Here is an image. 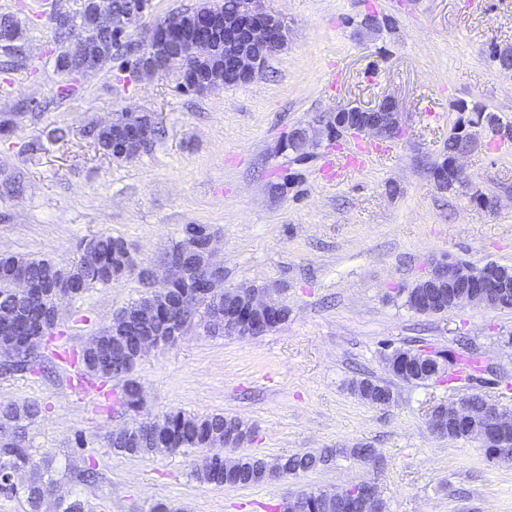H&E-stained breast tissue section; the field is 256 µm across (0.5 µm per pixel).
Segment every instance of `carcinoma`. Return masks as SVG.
<instances>
[{"label":"carcinoma","mask_w":512,"mask_h":512,"mask_svg":"<svg viewBox=\"0 0 512 512\" xmlns=\"http://www.w3.org/2000/svg\"><path fill=\"white\" fill-rule=\"evenodd\" d=\"M461 116L457 125L480 122L484 107L461 105ZM87 136L92 138L104 154L112 155L109 149V133L88 127ZM435 171L440 173L444 189L464 188L468 182L457 178L451 170L437 163ZM121 237L110 233H100L91 238L95 251V262L86 264L81 256L65 261L73 272L75 280L82 283L83 291L97 286L108 287L134 275L135 262L131 255L117 247ZM59 266V262L45 257H29L13 253H0V312L12 309L20 302L13 288L15 277L23 276L29 282L32 293L25 300L28 319L38 323L51 296L46 288V276ZM201 276H191L189 280L167 288V304L154 306L152 297H140L120 310L123 318H115L107 327L99 331L84 346L76 363L83 378L92 380L118 379L123 381L116 404L127 412L142 408L144 398L140 396L141 386L133 378L139 362L136 358V338L145 330L168 322L173 316L177 303L192 302L197 306L199 325L213 336L224 335V326L210 322L209 306L214 298L224 299V289L216 288L213 293L198 296ZM41 344L32 342L28 346H16L0 350V375L27 377L41 375L48 370L47 357L40 351ZM411 357L410 366L393 375L407 382L433 380L427 364L433 360L428 354L415 349L406 350ZM352 390L371 406L382 405L383 398L391 391L386 383L369 377L352 383ZM42 413L38 402H9L0 404V426L8 429L0 433V496L24 499L28 512H41L48 493L58 487L59 479L53 469V460L48 456H36L26 437L29 427ZM136 439L129 441L122 434L110 440V446L118 454L129 457L170 455L183 448H203L207 451L200 468L195 470L199 481L216 486L248 487L268 482V476L279 473L283 477L296 476L318 470L338 457L351 458L360 463L379 459L374 448H321L291 455L281 456L269 462L257 455L244 454L237 457L224 456V437L235 440L248 439L251 429L242 420L222 412L205 415L171 411L153 420L134 424ZM16 471L27 474L25 485L15 488L9 475ZM70 480L77 485L92 487L98 481L95 467H88L70 473ZM358 486L352 485L339 491H308L294 497L291 512H336V498L352 503V512H365L359 504ZM57 512H88L87 502L80 496L60 498L56 503Z\"/></svg>","instance_id":"obj_1"}]
</instances>
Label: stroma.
I'll return each instance as SVG.
<instances>
[{
    "mask_svg": "<svg viewBox=\"0 0 512 512\" xmlns=\"http://www.w3.org/2000/svg\"><path fill=\"white\" fill-rule=\"evenodd\" d=\"M83 0H0L18 21L15 52L0 49V253L66 261L81 240L123 237L151 262L188 224L217 230L228 288L255 286L287 303V321L240 339L190 329L151 350L134 371L144 404L114 407L116 381L77 386L78 355L114 314L146 290L137 278L63 300L48 350L62 353L47 377L0 378V403L35 400L44 411L27 435L56 467L95 465L91 488L63 481L91 512H283L301 490L337 491L374 480L387 512H512V459L480 441L433 435L428 413L477 393L512 410V309L467 304L438 315L407 309L404 291L446 260L512 266V144L465 158L467 192L440 190L432 167L460 102L512 122V74L490 61L512 45V0H265L291 30L287 49L243 86L197 95L173 77L143 78L125 63L77 78L68 97L56 68L62 44L52 16ZM373 12L387 27L367 32ZM393 96L401 137L386 155L339 181L316 149L296 161L280 145L301 124ZM155 113L164 134L129 162L103 155L88 126L113 113ZM68 131L53 141V129ZM289 178L288 192L274 191ZM496 199L483 208L473 192ZM429 351L446 369L463 349L487 365L473 382H405L387 368L398 349ZM390 384L394 401L371 406L351 390L360 377ZM222 412L252 429L244 453L267 459L318 448L377 449L372 466L346 458L288 479L217 487L194 476L205 452L163 456L113 452L116 428L170 411Z\"/></svg>",
    "mask_w": 512,
    "mask_h": 512,
    "instance_id": "35a3bbf8",
    "label": "stroma"
}]
</instances>
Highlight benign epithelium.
I'll return each mask as SVG.
<instances>
[{"label": "benign epithelium", "mask_w": 512, "mask_h": 512, "mask_svg": "<svg viewBox=\"0 0 512 512\" xmlns=\"http://www.w3.org/2000/svg\"><path fill=\"white\" fill-rule=\"evenodd\" d=\"M148 3L141 0L122 10H115L109 0H91L96 34H91L85 25L72 20L66 12L53 16L55 28L70 34L65 71L81 75L100 69L102 60L101 42L111 37L113 42H122L127 24L142 17ZM288 25L279 13L267 10L263 0H244L233 13L216 7L207 14H182L156 22L142 41L133 71L138 75L165 76L178 66L180 88L196 94H205L215 87L248 84L266 67L270 56L288 47ZM157 126L155 114L135 123L126 124L120 113L112 119L97 124V128L112 131V151L118 156L127 155L129 146H136L134 157L142 156L152 149L153 129ZM487 130L503 143L512 142V126L489 125L483 120L478 126L460 130L464 146L448 157V164L456 175L466 176L462 165L464 158L483 145L482 131ZM336 140L352 135H370L379 144L390 143L402 133L397 101L385 95L371 106H360L355 112H338L335 115ZM216 234L191 231L185 236L184 252L162 255L155 262L137 261L135 275L148 288V295L160 296L171 283L181 280L194 269L206 274V287L217 288L224 282V268L213 262L216 253ZM494 263L486 267L449 261L433 271L426 281L448 284L441 291L440 300L457 307L464 303H477L497 308L500 305L502 288L506 279L491 270ZM288 306L265 297V292L254 291L245 304L224 301L216 306L212 316L224 322V335L249 338L260 336L269 327L277 324ZM195 307L191 303L181 305L172 320V325H163L153 332V337L139 343L136 357L143 358L150 350L161 346L162 341L178 342L187 328L194 324ZM431 432L446 438L457 432L467 437L480 439L484 446L492 448L495 455L512 457V448L502 447V440L512 434V418L496 404H485L479 414L461 399L448 406V417L431 412L428 415Z\"/></svg>", "instance_id": "benign-epithelium-1"}]
</instances>
